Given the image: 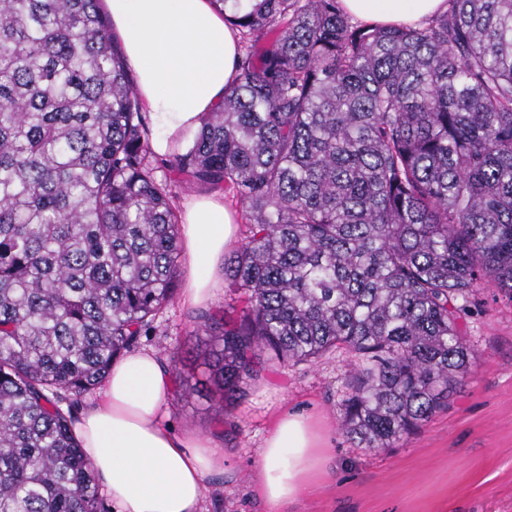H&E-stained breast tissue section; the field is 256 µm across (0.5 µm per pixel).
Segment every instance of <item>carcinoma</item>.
I'll return each instance as SVG.
<instances>
[{"mask_svg": "<svg viewBox=\"0 0 512 512\" xmlns=\"http://www.w3.org/2000/svg\"><path fill=\"white\" fill-rule=\"evenodd\" d=\"M102 2L0 0V512H105L72 408L177 294L178 215ZM213 2L238 76L164 166L248 235L224 258L244 306L198 317L197 356L230 407L263 352L342 350L341 429L390 448L469 374L476 288L512 295V0L413 26Z\"/></svg>", "mask_w": 512, "mask_h": 512, "instance_id": "1", "label": "carcinoma"}]
</instances>
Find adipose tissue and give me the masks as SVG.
Masks as SVG:
<instances>
[{
  "label": "adipose tissue",
  "mask_w": 512,
  "mask_h": 512,
  "mask_svg": "<svg viewBox=\"0 0 512 512\" xmlns=\"http://www.w3.org/2000/svg\"><path fill=\"white\" fill-rule=\"evenodd\" d=\"M112 34L136 73L137 92L152 114L154 152L180 147L213 111L237 75L239 37L212 0H106ZM359 19L406 25L448 8L446 0H341ZM180 226L182 301L211 299L217 262L236 228L223 200L186 204ZM172 381L155 351L136 350L112 365L82 411L74 432L118 512H204L207 476L224 464L212 439L163 426ZM324 441L308 414L284 410L263 439L258 498L269 512L311 489L322 469Z\"/></svg>",
  "instance_id": "1"
}]
</instances>
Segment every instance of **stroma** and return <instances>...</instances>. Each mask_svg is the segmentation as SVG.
I'll return each instance as SVG.
<instances>
[{"label": "stroma", "instance_id": "1", "mask_svg": "<svg viewBox=\"0 0 512 512\" xmlns=\"http://www.w3.org/2000/svg\"><path fill=\"white\" fill-rule=\"evenodd\" d=\"M231 294L218 281L201 309L168 305L139 347L156 351L171 372L193 374L192 397L173 384L163 419L176 433L213 439L224 469L208 476V512H269L257 498L260 445L285 408L311 415L325 437L326 464L313 490L280 512H512V295L480 289L465 322L477 356L448 404L392 447H355L339 424L338 401L350 370L346 354L333 351L313 363L282 364L270 353L245 395L220 411L195 362L196 316L222 309Z\"/></svg>", "mask_w": 512, "mask_h": 512}]
</instances>
